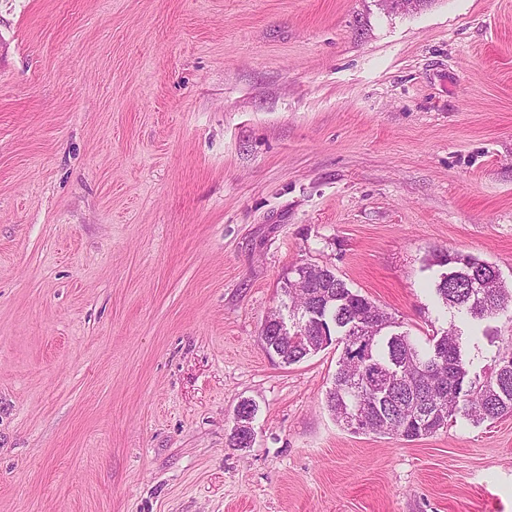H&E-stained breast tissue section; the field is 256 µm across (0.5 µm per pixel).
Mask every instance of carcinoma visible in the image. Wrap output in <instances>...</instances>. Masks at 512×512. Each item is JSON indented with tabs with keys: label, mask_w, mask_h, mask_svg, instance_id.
Masks as SVG:
<instances>
[{
	"label": "carcinoma",
	"mask_w": 512,
	"mask_h": 512,
	"mask_svg": "<svg viewBox=\"0 0 512 512\" xmlns=\"http://www.w3.org/2000/svg\"><path fill=\"white\" fill-rule=\"evenodd\" d=\"M433 265L447 268L434 291L445 309L483 320L512 306V289L493 264L460 253L436 251ZM319 285L283 292L288 320L309 323L307 335L262 330L268 352L282 363L303 361L331 344L341 348L326 393L336 422L354 434H388L413 441L451 426L458 418L479 424L512 412V342L498 349L481 377H471L465 339L455 324L425 341L394 331L397 322L374 301L348 287L329 267L317 268ZM366 414L355 428L352 411Z\"/></svg>",
	"instance_id": "cac0c4a2"
}]
</instances>
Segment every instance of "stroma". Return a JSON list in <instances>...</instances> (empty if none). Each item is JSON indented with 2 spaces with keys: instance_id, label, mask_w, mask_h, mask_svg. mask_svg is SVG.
I'll return each instance as SVG.
<instances>
[{
  "instance_id": "obj_1",
  "label": "stroma",
  "mask_w": 512,
  "mask_h": 512,
  "mask_svg": "<svg viewBox=\"0 0 512 512\" xmlns=\"http://www.w3.org/2000/svg\"><path fill=\"white\" fill-rule=\"evenodd\" d=\"M436 250L512 284V0H0V512H512V414L352 434L263 347L301 263L449 328ZM239 409L241 412H246V414L252 419L256 412V406L247 400H244L238 404L236 412H238ZM252 419L248 418L245 414L236 416V426L234 432L238 433L239 435L244 433L250 434L252 432ZM251 438V441H248L249 437L247 435L237 436L236 434L232 433L229 437V445L241 449L249 448L253 442V437Z\"/></svg>"
}]
</instances>
